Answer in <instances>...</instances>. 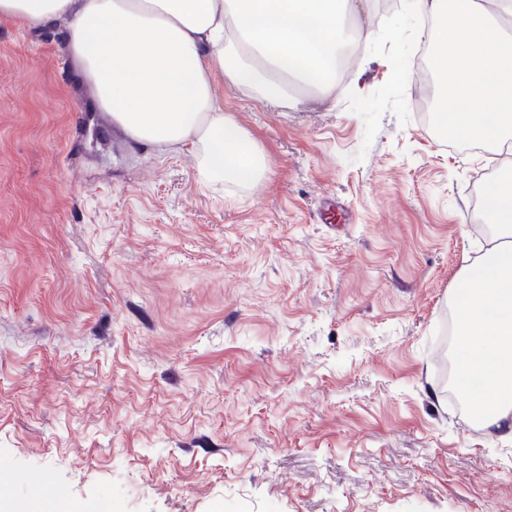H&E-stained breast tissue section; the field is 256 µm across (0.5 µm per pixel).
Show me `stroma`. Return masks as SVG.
Returning <instances> with one entry per match:
<instances>
[{"instance_id": "stroma-1", "label": "stroma", "mask_w": 512, "mask_h": 512, "mask_svg": "<svg viewBox=\"0 0 512 512\" xmlns=\"http://www.w3.org/2000/svg\"><path fill=\"white\" fill-rule=\"evenodd\" d=\"M287 105L215 83L269 174L126 137L60 26L0 24V487L83 512H512L448 341L502 173L425 126L406 0Z\"/></svg>"}]
</instances>
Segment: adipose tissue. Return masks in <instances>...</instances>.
I'll use <instances>...</instances> for the list:
<instances>
[{
  "label": "adipose tissue",
  "mask_w": 512,
  "mask_h": 512,
  "mask_svg": "<svg viewBox=\"0 0 512 512\" xmlns=\"http://www.w3.org/2000/svg\"><path fill=\"white\" fill-rule=\"evenodd\" d=\"M436 20L441 127L503 144L512 134V0H412ZM352 0H0V22L64 25L78 74L99 108L138 143L192 146L200 181L247 186L262 152L213 93L214 77L288 99L290 79L325 87L350 44ZM500 240L468 268L455 300L463 380L489 427L512 428V185L485 197Z\"/></svg>",
  "instance_id": "obj_1"
}]
</instances>
